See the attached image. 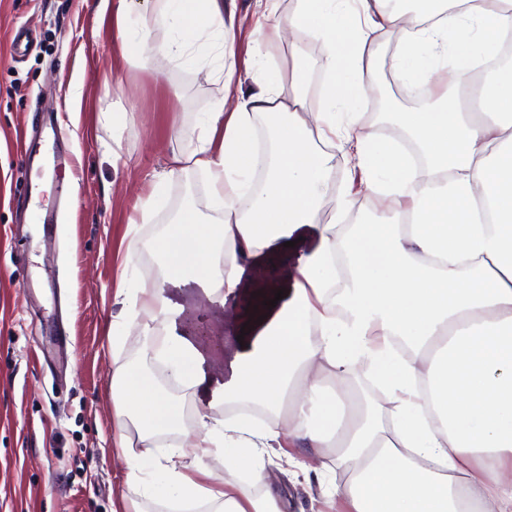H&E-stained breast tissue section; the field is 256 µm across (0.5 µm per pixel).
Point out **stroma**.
Returning <instances> with one entry per match:
<instances>
[{
  "label": "stroma",
  "mask_w": 512,
  "mask_h": 512,
  "mask_svg": "<svg viewBox=\"0 0 512 512\" xmlns=\"http://www.w3.org/2000/svg\"><path fill=\"white\" fill-rule=\"evenodd\" d=\"M96 0H0V512H168L128 478L113 445L112 361L152 362L158 323L137 317L120 356L106 340L120 269L139 281L162 226L186 207L215 220L204 174L194 168L166 182L158 176L172 154L191 153L204 113L221 102L212 77L214 53L175 61L154 52L144 62L123 57L110 18ZM306 105L314 125L325 79L322 41L303 44ZM334 176L321 221L339 194L355 200L356 223L388 208L362 191L352 164L335 152ZM157 201L149 215L141 202ZM141 251H125L130 238ZM225 329L224 358L238 350L246 320L236 309L216 313L204 298L192 325ZM184 422L174 440L186 463L224 475L221 453L202 452L196 401L178 391ZM269 481L291 512H308L316 483L285 457L268 459Z\"/></svg>",
  "instance_id": "35a3bbf8"
}]
</instances>
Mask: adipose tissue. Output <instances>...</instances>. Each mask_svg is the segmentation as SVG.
<instances>
[{
    "label": "adipose tissue",
    "mask_w": 512,
    "mask_h": 512,
    "mask_svg": "<svg viewBox=\"0 0 512 512\" xmlns=\"http://www.w3.org/2000/svg\"><path fill=\"white\" fill-rule=\"evenodd\" d=\"M293 0L287 20L258 24L249 67L256 90L242 96L224 0H152L133 15L129 0H98L128 57L146 48L190 57L205 40L225 60L215 75L234 111L208 113L190 154L171 172L204 171L221 211L201 223L194 208L159 233L158 283L116 280L120 307L107 340L120 349L122 324L159 319L153 353L175 384L198 396L204 451H223L230 477L184 463L182 447L165 459L159 436L181 424L182 405L141 365L114 362L116 445L130 450V479L159 502L202 501L212 512H288L280 488L246 492L240 474L262 480L272 448H288L306 474L321 479L311 457L332 452L345 479L322 487L336 512H512V60L490 62L512 41V0ZM324 41L330 80L308 129L301 109L303 51L289 74L268 70L263 45L282 27ZM399 31L392 66L403 85L431 87L429 102L392 109L423 156L407 162L397 142L363 133L360 104L376 66L374 34ZM170 33L152 44L153 31ZM451 81L437 91L438 74ZM345 149L367 191L390 199L380 218L338 228L321 222L333 166ZM313 234L318 244L278 285L276 307L258 305L226 377L179 317L200 293L223 304L288 241ZM368 362L391 400L380 420L348 376ZM248 402L271 418L223 417L219 405ZM136 436H129V429ZM139 453H132V446Z\"/></svg>",
    "instance_id": "ef3b65f1"
}]
</instances>
